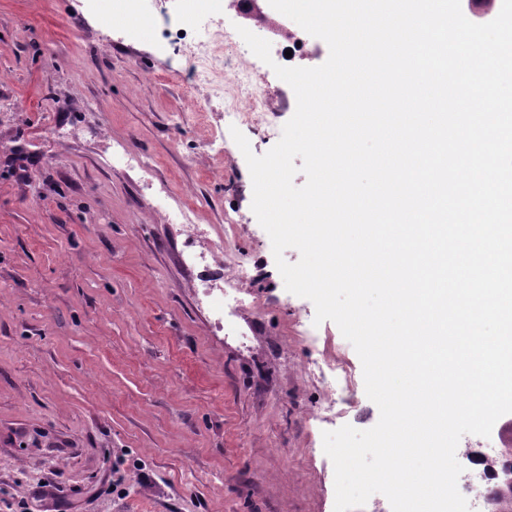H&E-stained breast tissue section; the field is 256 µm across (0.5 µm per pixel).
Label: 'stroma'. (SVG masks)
I'll return each mask as SVG.
<instances>
[{
	"label": "stroma",
	"instance_id": "1",
	"mask_svg": "<svg viewBox=\"0 0 512 512\" xmlns=\"http://www.w3.org/2000/svg\"><path fill=\"white\" fill-rule=\"evenodd\" d=\"M170 20L237 22L229 0H0V512H334L337 423L309 419L326 395L301 369L340 351L360 386L362 363L286 290ZM181 205L201 235L160 218ZM227 224L252 283L223 312L227 253L191 254Z\"/></svg>",
	"mask_w": 512,
	"mask_h": 512
}]
</instances>
